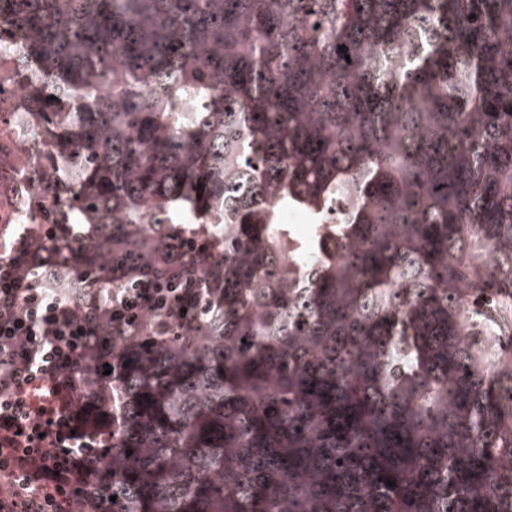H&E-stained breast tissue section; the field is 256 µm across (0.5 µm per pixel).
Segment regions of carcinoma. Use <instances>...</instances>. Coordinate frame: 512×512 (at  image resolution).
I'll return each mask as SVG.
<instances>
[{
    "label": "carcinoma",
    "mask_w": 512,
    "mask_h": 512,
    "mask_svg": "<svg viewBox=\"0 0 512 512\" xmlns=\"http://www.w3.org/2000/svg\"><path fill=\"white\" fill-rule=\"evenodd\" d=\"M10 2L78 104L93 231L48 242L46 287L223 289L87 380L106 512H512V364L483 369L470 306L512 296V0ZM282 208L336 213L306 270Z\"/></svg>",
    "instance_id": "1"
}]
</instances>
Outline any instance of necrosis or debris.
I'll list each match as a JSON object with an SVG mask.
<instances>
[{
    "label": "necrosis or debris",
    "instance_id": "obj_1",
    "mask_svg": "<svg viewBox=\"0 0 512 512\" xmlns=\"http://www.w3.org/2000/svg\"><path fill=\"white\" fill-rule=\"evenodd\" d=\"M42 65L23 42L0 30V223L77 224L78 212L65 198L71 188L61 173L68 161L56 148L53 131L38 114L49 92Z\"/></svg>",
    "mask_w": 512,
    "mask_h": 512
}]
</instances>
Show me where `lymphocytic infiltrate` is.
Listing matches in <instances>:
<instances>
[{"label": "lymphocytic infiltrate", "mask_w": 512, "mask_h": 512, "mask_svg": "<svg viewBox=\"0 0 512 512\" xmlns=\"http://www.w3.org/2000/svg\"><path fill=\"white\" fill-rule=\"evenodd\" d=\"M70 233L46 224L17 255H0V512H104L95 479L103 427L83 385L102 379L114 337L148 318L159 335H178L201 306L190 281L140 280L111 295L87 288L77 300L50 293L43 282L59 262L44 242Z\"/></svg>", "instance_id": "obj_1"}]
</instances>
